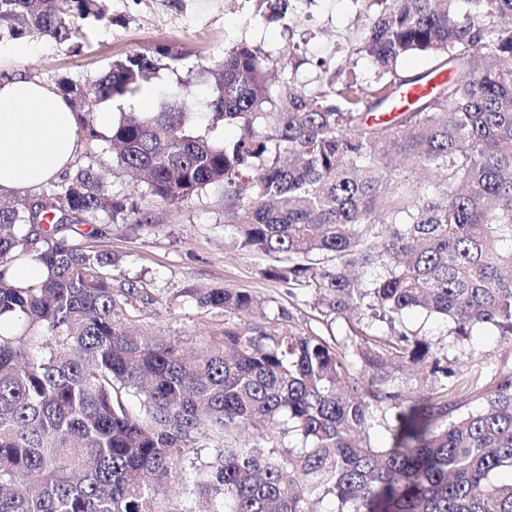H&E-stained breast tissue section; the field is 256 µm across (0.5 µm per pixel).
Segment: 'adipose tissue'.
I'll return each mask as SVG.
<instances>
[{
  "instance_id": "ef3b65f1",
  "label": "adipose tissue",
  "mask_w": 512,
  "mask_h": 512,
  "mask_svg": "<svg viewBox=\"0 0 512 512\" xmlns=\"http://www.w3.org/2000/svg\"><path fill=\"white\" fill-rule=\"evenodd\" d=\"M78 116L52 85L0 80V196L38 187L69 167Z\"/></svg>"
}]
</instances>
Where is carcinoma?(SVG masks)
Instances as JSON below:
<instances>
[{"mask_svg":"<svg viewBox=\"0 0 512 512\" xmlns=\"http://www.w3.org/2000/svg\"><path fill=\"white\" fill-rule=\"evenodd\" d=\"M362 51L373 78L343 65L340 85L271 82L240 45L206 74L207 111L175 98L123 112L106 138L151 194L185 200L224 189L233 246L268 259L266 277L312 288L335 322L356 316L352 346L288 327L265 331L270 300L245 291L195 295L253 328L193 356L129 332L156 302L117 280L118 260L65 234L72 220L123 211L92 168L43 199L0 206V512H155L154 484L192 485L209 512H512V364L456 371L403 314L421 309L461 341L483 325L512 339V0H372ZM106 0H0V38L59 44L110 20ZM410 54L442 60L403 76ZM144 53L94 83L60 85L88 103L132 97L156 70ZM447 78L390 119L395 89ZM234 126L217 143L201 126ZM433 188L392 178L394 162ZM36 265L37 281L12 269ZM119 284H114V281ZM385 323L389 332L371 327ZM418 366L417 389L399 373ZM141 397V411L128 408ZM204 424L252 443L199 456ZM381 427L388 443L373 446ZM301 436L300 451L285 446Z\"/></svg>","mask_w":512,"mask_h":512,"instance_id":"obj_1","label":"carcinoma"}]
</instances>
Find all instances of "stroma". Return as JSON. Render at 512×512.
Listing matches in <instances>:
<instances>
[{"instance_id": "obj_1", "label": "stroma", "mask_w": 512, "mask_h": 512, "mask_svg": "<svg viewBox=\"0 0 512 512\" xmlns=\"http://www.w3.org/2000/svg\"><path fill=\"white\" fill-rule=\"evenodd\" d=\"M369 0H282L278 16H271L266 0H110L111 21L92 28L80 47L59 44L47 37L27 35L25 56L8 55L10 39H0V78L21 75L52 85L60 80L84 86L104 74L114 60L173 47L182 54L178 70L159 68L149 82L154 102L178 95L190 111L202 112L210 98L205 68L239 45L269 55L278 77L310 89L336 78L338 65L353 61L363 75L371 67L360 47L369 21ZM303 43L299 64L288 61V48ZM108 130L96 138L78 131L77 167L100 173L113 195L133 204L135 213L99 217L96 224H78L74 235L85 245L117 257L126 277L143 281L158 302L141 308L134 317L137 333L153 342H176L195 347L199 339L224 334V312L201 307L191 291L231 288L274 300L288 313L286 324L298 332H314L344 339L345 321L326 325L315 308L312 290H289L286 284L263 276L264 260L229 248L224 235V192L212 189L190 199L170 203L152 196L145 183L132 179L107 149ZM147 222H138L137 212ZM407 326L424 332L455 357L473 351L476 362L499 363L512 353V343L492 328L474 331L464 342L449 336L442 321L415 309L404 316Z\"/></svg>"}]
</instances>
